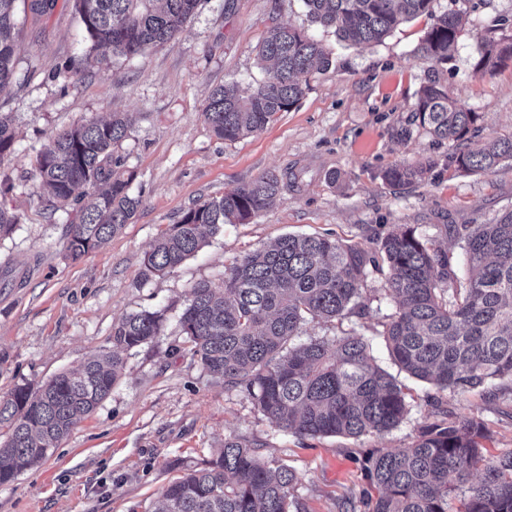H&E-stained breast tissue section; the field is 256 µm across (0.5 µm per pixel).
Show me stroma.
Returning a JSON list of instances; mask_svg holds the SVG:
<instances>
[{"instance_id":"stroma-1","label":"stroma","mask_w":512,"mask_h":512,"mask_svg":"<svg viewBox=\"0 0 512 512\" xmlns=\"http://www.w3.org/2000/svg\"><path fill=\"white\" fill-rule=\"evenodd\" d=\"M30 3L18 0L15 83L0 96V112L14 116L17 130L16 151L0 162V172L16 183L6 203L21 217L13 235L0 240V270H14L9 281L0 280V397L108 350L113 324L128 314L163 308L168 321L162 336L124 354L110 395L90 416L38 465L0 485V512H154L164 487L229 436L296 474L300 512H360L366 452L411 444L434 419V388L404 378L410 411L386 435L298 436L271 424L245 392L206 373L178 317L192 286L220 284L226 267L287 233L369 249L371 233L405 224L463 260L449 225L484 224L512 210V162L490 173L448 163L455 152L512 136V63L474 70L495 20H512V0H464L460 34L445 62L419 47L450 0H434L431 15L358 49L311 23L302 0H202L181 33L132 59L89 53L72 0H49L38 13ZM282 24L321 40L330 65L263 130L236 141L217 138L202 117L213 88H255L266 76L256 48ZM431 77L458 106L479 113L478 132L440 142L415 126L418 92ZM115 111L133 119L115 153L136 172L131 192L141 204L105 247L74 263L65 257L70 215L47 217L27 173L60 129ZM403 127L410 137L399 136ZM429 160L434 167L425 180L405 188L382 178L386 169ZM286 169L300 172L299 186L282 190L248 223L225 225L174 273L143 280L145 252L190 208ZM385 286L384 275L371 274L362 294L366 316L312 324L308 335L363 337L377 363L394 371L381 336L395 310ZM443 399L449 418L484 422L491 455L512 450V383L496 380L486 390Z\"/></svg>"}]
</instances>
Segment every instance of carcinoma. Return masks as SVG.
<instances>
[{
    "mask_svg": "<svg viewBox=\"0 0 512 512\" xmlns=\"http://www.w3.org/2000/svg\"><path fill=\"white\" fill-rule=\"evenodd\" d=\"M17 0H0V94L16 73ZM201 0H73L90 49L131 58L170 40ZM311 22L332 28L350 48L383 41L401 23L432 13L433 0H303ZM460 13L436 17L421 51L449 59ZM507 21L497 39L482 43L475 71L512 61ZM271 62L267 77L244 97L234 85L212 90L202 112L213 133L234 141L262 130L302 98L318 65L329 63L324 45L283 25L270 28L258 49ZM419 125L439 140L461 141L479 114L458 108L447 89L430 80L415 108ZM122 113L63 129L36 155L32 174L48 215L72 209L66 251L77 261L104 247L130 223L140 199L130 193L133 171L115 156L128 137ZM10 113H0V159L14 152ZM512 161V138L491 139L478 151L454 157L464 172H490ZM434 162L394 167L386 183L421 181ZM286 173H271L189 209L146 253L142 276L170 274L209 244L226 224L244 223L275 201ZM14 189L0 180V240L19 215L2 199ZM448 237L464 243L470 275L460 280L453 254L433 247L411 226H396L376 248L333 238L287 234L224 270L218 285L199 283L179 316L190 351L211 376L239 387L276 427L304 437L381 435L408 413L404 385L379 367L360 336L295 343L304 327L354 310L372 271L385 272L386 295L396 312L382 336L393 363L408 377L439 392L463 393L494 379H512V212L489 224H450ZM166 310H142L112 327V350L33 390L20 385L0 399V484L44 458L108 397L122 354L164 332ZM482 421L444 418L421 427L404 448H373L364 462L367 512H448V496L461 494L458 512H512V451L485 456ZM295 473L271 468L234 437L161 494L157 512H291ZM377 495H372L371 490Z\"/></svg>",
    "mask_w": 512,
    "mask_h": 512,
    "instance_id": "obj_1",
    "label": "carcinoma"
}]
</instances>
